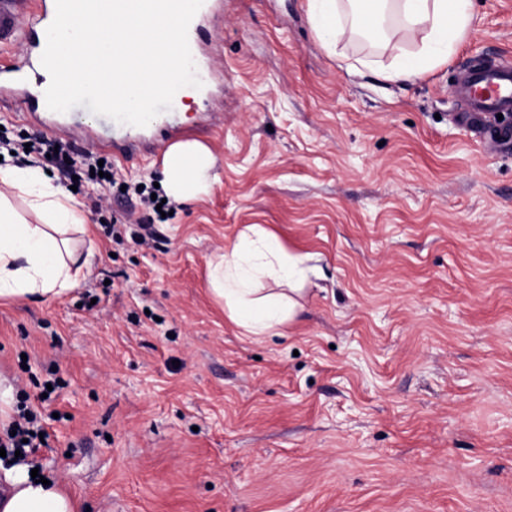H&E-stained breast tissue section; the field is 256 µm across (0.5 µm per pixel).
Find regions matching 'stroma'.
Returning <instances> with one entry per match:
<instances>
[{
	"mask_svg": "<svg viewBox=\"0 0 512 512\" xmlns=\"http://www.w3.org/2000/svg\"><path fill=\"white\" fill-rule=\"evenodd\" d=\"M196 97L144 128L155 151L112 161L116 186L73 191L86 277L45 302L0 301V374L37 396V459L88 512H512V150L460 125L455 82L512 63V0H471L445 65L385 79L399 33L328 50L308 0H203ZM35 84L0 96L33 138ZM78 156L110 118L66 114ZM215 164L198 195L148 222L174 140ZM107 194L104 211L91 197ZM151 223L116 243L113 214ZM257 224L310 254L299 317L242 335L210 290L211 257Z\"/></svg>",
	"mask_w": 512,
	"mask_h": 512,
	"instance_id": "35a3bbf8",
	"label": "stroma"
}]
</instances>
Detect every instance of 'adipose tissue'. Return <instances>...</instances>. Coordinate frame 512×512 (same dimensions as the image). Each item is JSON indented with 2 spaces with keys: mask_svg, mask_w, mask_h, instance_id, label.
I'll use <instances>...</instances> for the list:
<instances>
[{
  "mask_svg": "<svg viewBox=\"0 0 512 512\" xmlns=\"http://www.w3.org/2000/svg\"><path fill=\"white\" fill-rule=\"evenodd\" d=\"M309 2L312 25L325 46L335 48L348 32L336 16L344 5L357 10L359 0ZM386 4L408 33L421 37L418 51L387 72L392 81H410L447 63L472 20L471 0H375L370 10L361 11L362 24L370 37L386 43L393 39L382 25L380 8ZM211 167L210 150L196 141L169 146L163 159L166 183L179 200L196 196ZM16 196L24 198L25 211L14 206ZM88 232L75 199L50 184L40 168H0V299L46 301L76 288L83 274L76 238ZM242 239L250 256L236 246L210 260L211 290L243 335L267 336L299 314L296 295L306 278L304 259L287 254L257 225ZM267 279L288 283L289 293L265 289ZM0 512H77V502L59 482L34 481L28 465L0 460Z\"/></svg>",
  "mask_w": 512,
  "mask_h": 512,
  "instance_id": "ef3b65f1",
  "label": "adipose tissue"
}]
</instances>
